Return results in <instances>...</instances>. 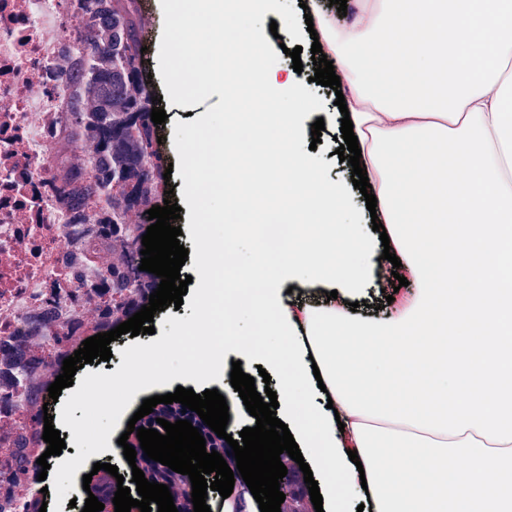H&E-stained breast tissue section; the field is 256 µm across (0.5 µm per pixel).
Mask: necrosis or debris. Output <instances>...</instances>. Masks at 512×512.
Instances as JSON below:
<instances>
[{"instance_id":"obj_1","label":"necrosis or debris","mask_w":512,"mask_h":512,"mask_svg":"<svg viewBox=\"0 0 512 512\" xmlns=\"http://www.w3.org/2000/svg\"><path fill=\"white\" fill-rule=\"evenodd\" d=\"M77 0H0V457H40L43 405L63 361L111 330L106 199L77 206L90 140L72 116ZM39 471L0 469V505L39 512Z\"/></svg>"}]
</instances>
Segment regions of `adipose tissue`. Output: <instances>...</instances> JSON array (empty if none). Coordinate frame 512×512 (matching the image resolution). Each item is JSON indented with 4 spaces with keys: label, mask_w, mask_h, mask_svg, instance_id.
<instances>
[{
    "label": "adipose tissue",
    "mask_w": 512,
    "mask_h": 512,
    "mask_svg": "<svg viewBox=\"0 0 512 512\" xmlns=\"http://www.w3.org/2000/svg\"><path fill=\"white\" fill-rule=\"evenodd\" d=\"M186 28L213 39L244 20L234 54L275 127L266 170L291 174L285 210L304 213L273 263L233 271L244 312L282 367V418L318 483L324 512H512V0H365L364 20L314 12L335 60L383 233L348 221L344 188L320 181L298 128L316 109L269 63L258 0H197ZM322 225L307 236L308 225ZM413 285L384 315L360 318L381 235ZM348 255L329 263L339 245ZM337 293L291 301L285 282ZM358 462H351L350 452ZM401 452L400 470L384 466ZM463 456L462 471L448 468ZM346 496H339V489Z\"/></svg>",
    "instance_id": "obj_1"
}]
</instances>
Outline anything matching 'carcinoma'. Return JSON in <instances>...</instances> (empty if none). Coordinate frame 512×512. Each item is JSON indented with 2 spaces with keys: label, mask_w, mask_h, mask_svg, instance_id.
<instances>
[{
  "label": "carcinoma",
  "mask_w": 512,
  "mask_h": 512,
  "mask_svg": "<svg viewBox=\"0 0 512 512\" xmlns=\"http://www.w3.org/2000/svg\"><path fill=\"white\" fill-rule=\"evenodd\" d=\"M79 20L87 44L77 47L84 58L77 99L76 123L98 139L101 161L86 177L83 196L106 197L112 204V234L130 208L146 210L158 201L162 159L155 149L156 126L151 121L150 96L136 98L141 82L140 34L122 0H79ZM128 243L112 240V319L140 307L150 289L132 288L125 272Z\"/></svg>",
  "instance_id": "1"
}]
</instances>
